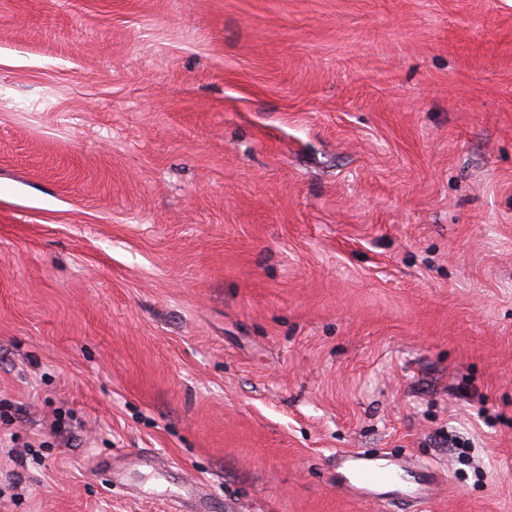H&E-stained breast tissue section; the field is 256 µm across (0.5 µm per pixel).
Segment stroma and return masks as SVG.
Returning <instances> with one entry per match:
<instances>
[{"instance_id":"1","label":"stroma","mask_w":512,"mask_h":512,"mask_svg":"<svg viewBox=\"0 0 512 512\" xmlns=\"http://www.w3.org/2000/svg\"><path fill=\"white\" fill-rule=\"evenodd\" d=\"M15 403L0 512H512V0H0ZM338 471L345 492L364 498L385 500L396 486L395 473L399 476L398 466L392 460L344 451L337 456Z\"/></svg>"}]
</instances>
